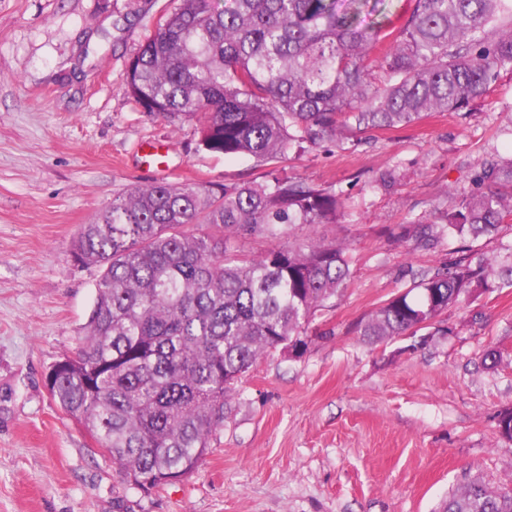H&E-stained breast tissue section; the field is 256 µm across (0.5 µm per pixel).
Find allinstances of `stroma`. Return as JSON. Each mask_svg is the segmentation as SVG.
<instances>
[{
	"label": "stroma",
	"instance_id": "1",
	"mask_svg": "<svg viewBox=\"0 0 512 512\" xmlns=\"http://www.w3.org/2000/svg\"><path fill=\"white\" fill-rule=\"evenodd\" d=\"M172 6L0 0V512H442L473 476L512 483L497 429L512 407V287L448 309L452 335L412 351L356 330L456 246L412 247L401 225L446 208L485 159L512 156V72L467 117L434 112L280 163L343 191V223L297 225L289 240L346 247L351 278L302 356L275 352L238 380L192 474L133 488L52 399L46 376L84 335L100 275L73 256L80 225L136 185L264 180L252 158L202 146L195 122L147 116L129 96L127 64ZM150 143L166 145V170L149 165ZM390 168L397 184L375 186Z\"/></svg>",
	"mask_w": 512,
	"mask_h": 512
}]
</instances>
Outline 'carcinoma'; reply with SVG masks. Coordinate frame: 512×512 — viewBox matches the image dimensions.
<instances>
[{
	"instance_id": "obj_1",
	"label": "carcinoma",
	"mask_w": 512,
	"mask_h": 512,
	"mask_svg": "<svg viewBox=\"0 0 512 512\" xmlns=\"http://www.w3.org/2000/svg\"><path fill=\"white\" fill-rule=\"evenodd\" d=\"M174 0L129 63L141 111L194 120L212 153L270 167L262 183L158 181L112 198L80 226L74 257L101 269L85 335L55 363L48 390L112 459L150 491L191 474L224 426L234 383L265 355L308 347L316 311L350 280L346 249L311 238L257 258L232 250L242 233L278 238L296 224H339L342 191L279 174L292 152L344 132L394 130L431 112L466 116L500 72H512V0ZM434 220L404 236L495 240L512 220V157L483 162ZM221 234L189 233L190 225ZM512 286L463 249L359 325L373 341L448 330L436 319L474 293ZM443 512H512V485L479 478Z\"/></svg>"
}]
</instances>
